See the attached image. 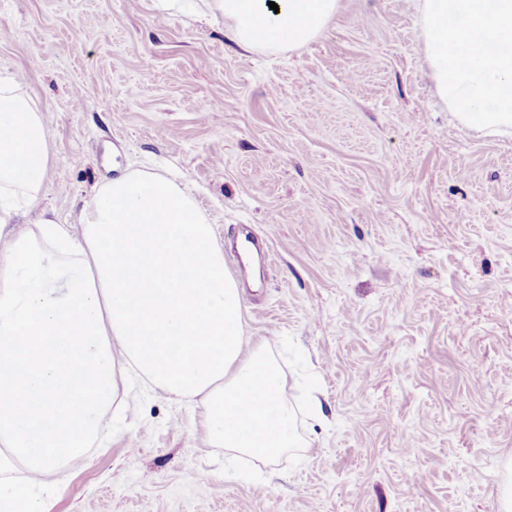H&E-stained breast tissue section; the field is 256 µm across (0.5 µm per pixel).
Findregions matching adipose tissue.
<instances>
[{"instance_id": "obj_1", "label": "adipose tissue", "mask_w": 512, "mask_h": 512, "mask_svg": "<svg viewBox=\"0 0 512 512\" xmlns=\"http://www.w3.org/2000/svg\"><path fill=\"white\" fill-rule=\"evenodd\" d=\"M245 50L302 47L339 0H211ZM434 94L460 126L512 133V0H417ZM46 120L0 87V512H47L41 478L84 453L121 386L138 377L195 402L211 447L270 461L298 447L287 380L245 335L240 290L190 193L143 172L96 193L80 235L43 218Z\"/></svg>"}]
</instances>
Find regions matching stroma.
Segmentation results:
<instances>
[{
    "instance_id": "35a3bbf8",
    "label": "stroma",
    "mask_w": 512,
    "mask_h": 512,
    "mask_svg": "<svg viewBox=\"0 0 512 512\" xmlns=\"http://www.w3.org/2000/svg\"><path fill=\"white\" fill-rule=\"evenodd\" d=\"M414 0H340L284 52L159 0H0V82L47 116V192L77 223L112 177L185 187L219 243L263 241L248 336L300 445L209 447L200 409L136 384L50 512H498L512 458V135L433 97ZM317 386L322 416L306 409Z\"/></svg>"
}]
</instances>
